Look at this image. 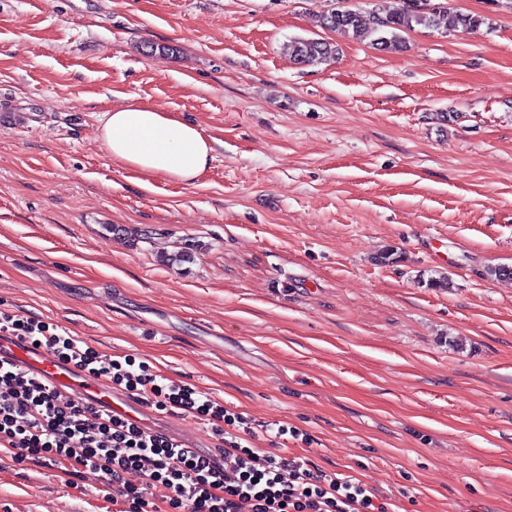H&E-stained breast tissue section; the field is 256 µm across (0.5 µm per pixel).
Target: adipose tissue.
Wrapping results in <instances>:
<instances>
[{
  "instance_id": "obj_1",
  "label": "adipose tissue",
  "mask_w": 512,
  "mask_h": 512,
  "mask_svg": "<svg viewBox=\"0 0 512 512\" xmlns=\"http://www.w3.org/2000/svg\"><path fill=\"white\" fill-rule=\"evenodd\" d=\"M101 122L99 137L112 159L148 177L192 184L213 158L212 139L147 102L112 109Z\"/></svg>"
}]
</instances>
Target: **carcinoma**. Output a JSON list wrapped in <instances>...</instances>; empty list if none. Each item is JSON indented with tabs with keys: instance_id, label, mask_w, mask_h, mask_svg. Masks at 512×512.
Segmentation results:
<instances>
[{
	"instance_id": "carcinoma-1",
	"label": "carcinoma",
	"mask_w": 512,
	"mask_h": 512,
	"mask_svg": "<svg viewBox=\"0 0 512 512\" xmlns=\"http://www.w3.org/2000/svg\"><path fill=\"white\" fill-rule=\"evenodd\" d=\"M430 0H403L404 6L385 16L372 15L366 19L356 9L346 5V0H335L330 8L319 15L321 27L341 30L356 39L369 38L371 44L381 51H396L403 45V33L418 26L430 28L435 25L436 15L445 14L448 29L457 27L477 28L483 20L458 13L448 3L429 5ZM288 53L301 65H311L335 52V46L325 40L298 38L287 45Z\"/></svg>"
}]
</instances>
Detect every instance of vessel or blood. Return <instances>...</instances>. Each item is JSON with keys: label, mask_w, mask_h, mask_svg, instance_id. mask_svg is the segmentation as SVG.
<instances>
[{"label": "vessel or blood", "mask_w": 512, "mask_h": 512, "mask_svg": "<svg viewBox=\"0 0 512 512\" xmlns=\"http://www.w3.org/2000/svg\"><path fill=\"white\" fill-rule=\"evenodd\" d=\"M0 363L49 382L59 393L82 401L93 409H106L111 414L137 424H153L157 434H178L182 444L194 446L195 437L188 432L176 433L174 426L154 422L151 410L129 393L106 380L90 376L62 362L53 352L32 348L27 342L0 338Z\"/></svg>", "instance_id": "1"}]
</instances>
